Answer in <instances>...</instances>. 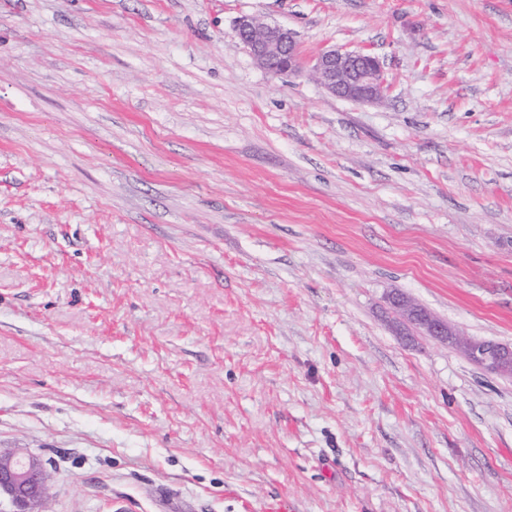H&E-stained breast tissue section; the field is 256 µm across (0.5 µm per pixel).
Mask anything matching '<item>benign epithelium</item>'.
Wrapping results in <instances>:
<instances>
[{"instance_id": "7a95c632", "label": "benign epithelium", "mask_w": 512, "mask_h": 512, "mask_svg": "<svg viewBox=\"0 0 512 512\" xmlns=\"http://www.w3.org/2000/svg\"><path fill=\"white\" fill-rule=\"evenodd\" d=\"M236 37L254 63L268 74L299 70L298 47L291 29L242 15L237 20ZM307 75L330 94L358 104L380 103L389 90L379 58L364 51L324 50ZM390 303L403 322L442 342L461 346L474 364L488 372L512 376L511 347L464 336L406 296L395 294ZM47 472V462L40 455L21 452L0 456V494L8 496L11 512H42Z\"/></svg>"}]
</instances>
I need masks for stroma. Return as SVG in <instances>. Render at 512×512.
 I'll return each instance as SVG.
<instances>
[{"label":"stroma","instance_id":"obj_1","mask_svg":"<svg viewBox=\"0 0 512 512\" xmlns=\"http://www.w3.org/2000/svg\"><path fill=\"white\" fill-rule=\"evenodd\" d=\"M378 56L384 104L272 76ZM512 0H0V451L44 512H512ZM236 37L254 63L268 74L278 76L299 70L295 35L288 27L242 15L237 20ZM390 303L404 323L421 330L428 336L450 345H460L471 361L482 369L500 376H512V348L492 341L464 336L454 331L442 319L432 316L413 300L393 295ZM46 460L37 454L21 452L0 456V496L7 495L10 512H42L48 481Z\"/></svg>","mask_w":512,"mask_h":512}]
</instances>
